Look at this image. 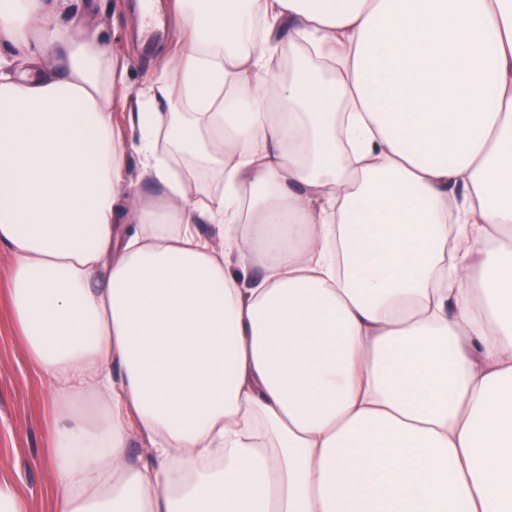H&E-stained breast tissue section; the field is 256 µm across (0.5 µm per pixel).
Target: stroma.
<instances>
[{"instance_id": "stroma-1", "label": "stroma", "mask_w": 512, "mask_h": 512, "mask_svg": "<svg viewBox=\"0 0 512 512\" xmlns=\"http://www.w3.org/2000/svg\"><path fill=\"white\" fill-rule=\"evenodd\" d=\"M134 0H80L78 10L86 22L129 60L132 85L158 76L159 62L176 43L179 32L165 19L162 35L151 45L141 40ZM10 263L0 250V459L7 464L1 475L10 479L28 500L31 512H44L48 475L43 460L47 451V382L34 377L22 344L11 329L3 276Z\"/></svg>"}]
</instances>
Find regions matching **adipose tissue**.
<instances>
[{
    "mask_svg": "<svg viewBox=\"0 0 512 512\" xmlns=\"http://www.w3.org/2000/svg\"><path fill=\"white\" fill-rule=\"evenodd\" d=\"M173 13L136 88L67 0H0L49 512H512V0Z\"/></svg>",
    "mask_w": 512,
    "mask_h": 512,
    "instance_id": "obj_1",
    "label": "adipose tissue"
}]
</instances>
